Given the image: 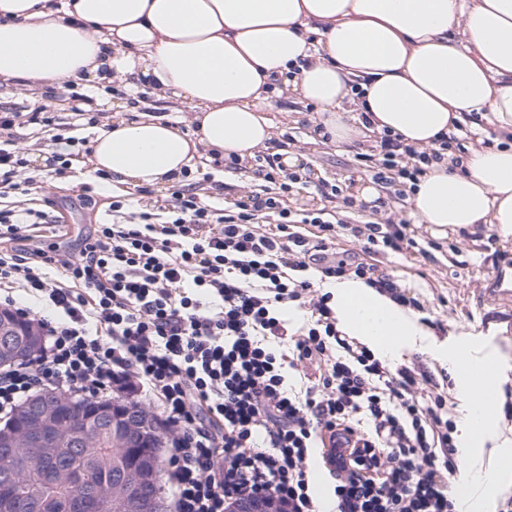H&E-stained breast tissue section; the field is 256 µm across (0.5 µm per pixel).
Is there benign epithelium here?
<instances>
[{
  "instance_id": "obj_1",
  "label": "benign epithelium",
  "mask_w": 512,
  "mask_h": 512,
  "mask_svg": "<svg viewBox=\"0 0 512 512\" xmlns=\"http://www.w3.org/2000/svg\"><path fill=\"white\" fill-rule=\"evenodd\" d=\"M40 337L30 336L24 350L25 354H33L39 346ZM22 353V354H24ZM22 354L11 348L7 343L0 346V367L15 363L22 359ZM76 402L74 397H62L58 394H36L29 399L15 418L0 425V453L10 456L17 448H25L41 463H52L58 473L65 476L72 486L85 484L83 471L76 470L66 463L64 457L56 454L54 449L66 446L82 448L86 444L83 435L76 434L70 439L61 435L62 428L57 423L60 408L68 403ZM163 463L156 461L144 468L136 481L127 484L126 495L133 500L136 512H166L164 500L158 497H145L141 494L140 484L154 482L159 477V468ZM20 480L7 473L0 481L3 492L0 493V512H9L13 507L12 489L19 487ZM72 512H99V497L95 492H87L72 499ZM229 512H287L284 504L272 494L260 497L235 499L231 502Z\"/></svg>"
}]
</instances>
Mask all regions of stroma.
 Returning a JSON list of instances; mask_svg holds the SVG:
<instances>
[{
    "mask_svg": "<svg viewBox=\"0 0 512 512\" xmlns=\"http://www.w3.org/2000/svg\"><path fill=\"white\" fill-rule=\"evenodd\" d=\"M78 92L93 100L92 113L97 121L83 126L81 136L94 138L98 128L120 120H132L149 112L178 124L185 132L196 128L195 114L189 104L179 98L158 101L137 99L134 89L120 79L109 82L84 81ZM73 100L66 87L53 94H35L10 80L0 79V110L21 113L48 109L57 124L73 120ZM274 139L290 137L291 152L308 167L310 186L294 189L286 199L294 210H333L317 185L321 182L354 189L353 155L365 151V144L342 150L321 142L314 133V115L307 105L287 97L273 100L270 112ZM16 148L29 160L26 176L35 178L40 188L33 197L19 196L18 206L45 210L48 219H63L65 234L61 237H30L17 241L21 250L55 248L58 254L75 255L83 239L92 234L98 223L112 218V203L130 198L131 186L108 180L96 182L89 176L88 155L72 162L64 175L52 173L48 160L52 155V128L21 125L13 128ZM255 161L235 169L199 158L191 170L190 181L200 183L204 202L220 206L242 193L256 189ZM223 182V196L214 198L209 187ZM421 247L417 253H388L378 256L380 270L404 280L410 293L425 306L417 313L418 324L429 333L425 342L415 343L391 360V368L409 365L421 370H445L448 391L455 402L458 433H465L469 403L458 387L459 362L472 367L494 368L498 375L493 428L512 439V421L504 416V405L512 402V291L503 285L505 274L512 272V235L497 232L495 227L476 224L466 228H440L421 225L417 234Z\"/></svg>",
    "mask_w": 512,
    "mask_h": 512,
    "instance_id": "obj_1",
    "label": "stroma"
}]
</instances>
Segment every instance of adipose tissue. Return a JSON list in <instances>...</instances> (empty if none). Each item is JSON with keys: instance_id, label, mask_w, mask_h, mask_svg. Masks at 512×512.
<instances>
[{"instance_id": "adipose-tissue-1", "label": "adipose tissue", "mask_w": 512, "mask_h": 512, "mask_svg": "<svg viewBox=\"0 0 512 512\" xmlns=\"http://www.w3.org/2000/svg\"><path fill=\"white\" fill-rule=\"evenodd\" d=\"M113 72L196 113L191 135L147 114L96 134L93 170L132 186L178 180L201 150L252 158L271 138L265 106L286 92L318 106L341 148L386 131L428 146L473 113L512 133V0H0V78L42 89ZM463 164L428 167L419 222L512 235V146ZM326 289L344 331L382 357L424 334L363 280Z\"/></svg>"}]
</instances>
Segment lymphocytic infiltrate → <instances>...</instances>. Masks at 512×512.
<instances>
[{
    "instance_id": "lymphocytic-infiltrate-1",
    "label": "lymphocytic infiltrate",
    "mask_w": 512,
    "mask_h": 512,
    "mask_svg": "<svg viewBox=\"0 0 512 512\" xmlns=\"http://www.w3.org/2000/svg\"><path fill=\"white\" fill-rule=\"evenodd\" d=\"M467 138L463 127L419 150L387 131L372 152L356 154L355 173L392 191L368 221L286 207V193L308 180L284 153L258 166L261 190L221 208L191 183L173 191L164 212L113 202L111 221L69 258L10 248L46 214L0 209V305L30 317L13 296L20 290L61 311L40 319L44 347L33 360L0 371V415L46 388L93 399L141 389L172 429L175 512H224L227 500L268 493L288 512H320L311 451L339 428L354 443L336 475V512H459L444 385L425 371L388 369L339 328L329 295L295 329L280 307L307 297L314 269L421 309L372 258L415 248L406 201L427 165L461 164ZM341 230L361 251L329 260ZM307 361L313 374L290 385V372Z\"/></svg>"
}]
</instances>
